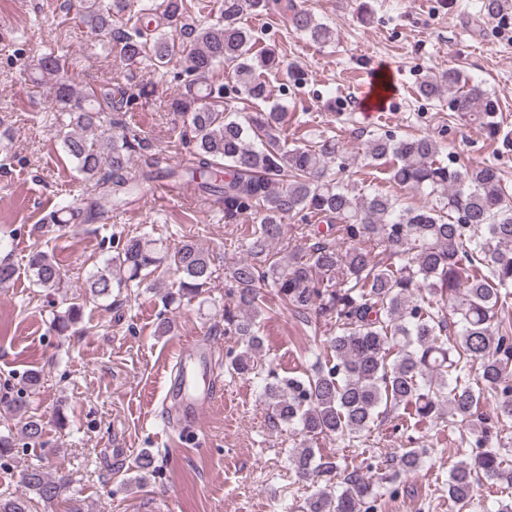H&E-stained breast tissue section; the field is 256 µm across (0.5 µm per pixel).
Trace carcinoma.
<instances>
[{
  "label": "carcinoma",
  "instance_id": "carcinoma-1",
  "mask_svg": "<svg viewBox=\"0 0 512 512\" xmlns=\"http://www.w3.org/2000/svg\"><path fill=\"white\" fill-rule=\"evenodd\" d=\"M195 8L196 0H80L76 14L106 36L107 54L122 62L166 71L185 60L195 79L175 101L193 142L183 165L150 152L126 119L125 89L90 83L76 89L69 74L74 61L63 46L38 59L33 82L55 78L51 99L62 151L97 194L84 207H59L49 223L58 231L88 223L157 181L190 187L224 207L227 223L253 216L247 255L224 268L223 335L237 343L224 366L261 379L273 423L301 436L289 455L297 479L313 488L301 512H377L382 496L420 468L431 452L425 444L381 461L371 475L312 448L320 438L352 446L390 417L402 426L446 418L470 427L465 444L480 452L450 467L451 506H468L484 483L512 489V460L500 452L512 447L501 439L512 429V318L504 315L512 303V198L499 169L463 165L451 154L439 159V141L429 133L386 130L351 150L333 136L288 147L285 112L270 103L264 78L283 70V60L271 47L255 49L258 38L244 16H275L318 44L332 40L331 27L296 0H221L216 19L181 23ZM509 14L512 0H481L480 16ZM226 66L235 74L232 96L212 81ZM417 93L427 100L448 95L460 123L499 137L496 99L460 69L423 79ZM241 95L265 108L241 114ZM134 153L146 155L136 174ZM358 165L384 167L389 183L425 203L403 206L378 188L363 191L349 180ZM295 218L306 243L281 254L274 244L285 220ZM169 270L179 278L164 295L166 306L209 293L212 255L190 238L164 250L148 232L126 239L86 285L107 299L115 288H155ZM29 272L41 288L61 285L59 264L44 250L33 252ZM264 288L285 309L304 317L313 311L334 326L314 336L316 361L301 375H282L263 358ZM81 317L82 305L72 302L51 327L65 333ZM20 434L39 440L42 420L26 416ZM21 483L22 490L0 494V512H29L30 493L51 505L67 487L39 465L27 467Z\"/></svg>",
  "mask_w": 512,
  "mask_h": 512
}]
</instances>
